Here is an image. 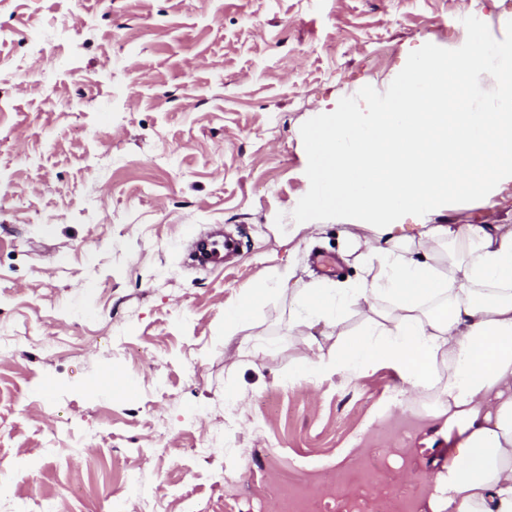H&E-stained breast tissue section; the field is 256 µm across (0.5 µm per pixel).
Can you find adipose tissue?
<instances>
[{"instance_id":"1","label":"adipose tissue","mask_w":512,"mask_h":512,"mask_svg":"<svg viewBox=\"0 0 512 512\" xmlns=\"http://www.w3.org/2000/svg\"><path fill=\"white\" fill-rule=\"evenodd\" d=\"M494 82V103L463 93ZM316 158L308 204L349 212L375 240H357L362 283L345 295L312 286L295 321L314 353L298 378L356 375L383 359L435 396L457 455L439 476L432 512H512V228L422 225L394 234L405 216L491 198L512 183V41L447 58L424 53L396 78L378 112L326 113L309 133ZM365 320L316 345L319 326L348 311Z\"/></svg>"}]
</instances>
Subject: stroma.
<instances>
[{
  "instance_id": "1",
  "label": "stroma",
  "mask_w": 512,
  "mask_h": 512,
  "mask_svg": "<svg viewBox=\"0 0 512 512\" xmlns=\"http://www.w3.org/2000/svg\"><path fill=\"white\" fill-rule=\"evenodd\" d=\"M509 35L512 0H0V512H431L433 397L389 360L295 376L302 288L357 285L374 236L306 207L308 134ZM423 224L512 227V183ZM218 225L237 256L189 266ZM269 285L255 286L241 299L238 306L224 313V338L237 336L252 318L256 307L271 290Z\"/></svg>"
}]
</instances>
